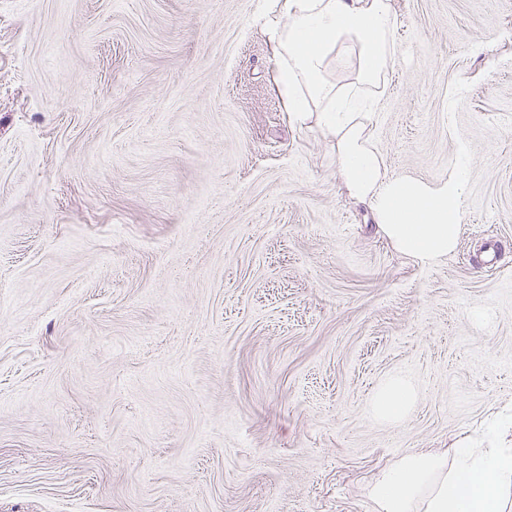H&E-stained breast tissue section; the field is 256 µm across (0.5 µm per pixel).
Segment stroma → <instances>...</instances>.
Instances as JSON below:
<instances>
[{
    "label": "stroma",
    "mask_w": 512,
    "mask_h": 512,
    "mask_svg": "<svg viewBox=\"0 0 512 512\" xmlns=\"http://www.w3.org/2000/svg\"><path fill=\"white\" fill-rule=\"evenodd\" d=\"M264 2L0 0V512H377L512 410V0H391L388 174L469 155L431 268L290 121ZM416 401L415 387L403 379H391L377 392L373 408L375 413L391 422L401 421Z\"/></svg>",
    "instance_id": "stroma-1"
}]
</instances>
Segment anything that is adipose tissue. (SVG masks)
Wrapping results in <instances>:
<instances>
[{"label":"adipose tissue","instance_id":"1","mask_svg":"<svg viewBox=\"0 0 512 512\" xmlns=\"http://www.w3.org/2000/svg\"><path fill=\"white\" fill-rule=\"evenodd\" d=\"M278 91L294 122L315 121L336 140V174L348 197L371 210L393 247L431 267L453 253L468 193L466 147L432 181L390 176L373 144L372 111L358 88L383 82L397 59V17L391 0H267ZM354 61V85L327 77ZM416 401L414 386L396 378L377 392L373 408L401 421ZM378 512H507L512 499V420L499 422L485 448L459 444L451 453L415 450L383 469L370 487Z\"/></svg>","mask_w":512,"mask_h":512}]
</instances>
